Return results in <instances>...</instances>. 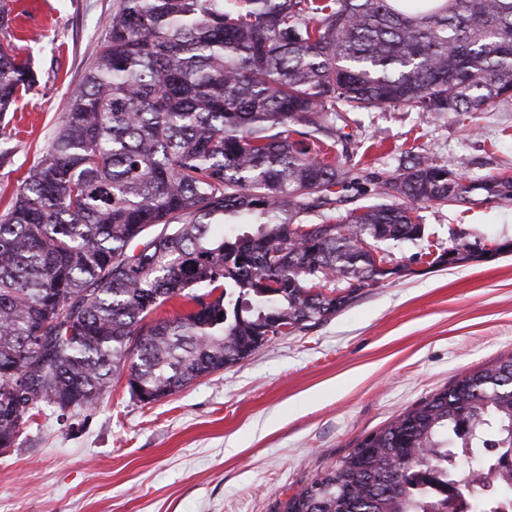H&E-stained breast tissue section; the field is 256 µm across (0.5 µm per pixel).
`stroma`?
I'll return each instance as SVG.
<instances>
[{"label": "stroma", "instance_id": "obj_1", "mask_svg": "<svg viewBox=\"0 0 512 512\" xmlns=\"http://www.w3.org/2000/svg\"><path fill=\"white\" fill-rule=\"evenodd\" d=\"M0 44L38 84L9 112L15 155L0 214L49 149L71 93L107 38L116 0H12ZM352 144L372 169L416 153L481 178L512 173V103L432 120L361 112ZM430 241L512 243V203L428 208ZM392 247L409 274L328 321L281 336L230 369L150 405L125 381L93 408L46 410L0 451V512H278L357 439L457 378L512 357V252L432 268Z\"/></svg>", "mask_w": 512, "mask_h": 512}]
</instances>
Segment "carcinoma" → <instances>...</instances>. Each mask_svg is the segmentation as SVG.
Instances as JSON below:
<instances>
[{
  "label": "carcinoma",
  "instance_id": "1",
  "mask_svg": "<svg viewBox=\"0 0 512 512\" xmlns=\"http://www.w3.org/2000/svg\"><path fill=\"white\" fill-rule=\"evenodd\" d=\"M37 83L0 44V122ZM512 100V0H117L107 41L0 216V448L112 381L150 404L386 280L423 206L512 203L411 150L379 173L352 115ZM359 200L346 214L336 203ZM232 224L254 232L226 233ZM491 253L459 239L429 265ZM181 298L187 310H158ZM512 357L356 441L281 512H419L429 487L512 490Z\"/></svg>",
  "mask_w": 512,
  "mask_h": 512
}]
</instances>
